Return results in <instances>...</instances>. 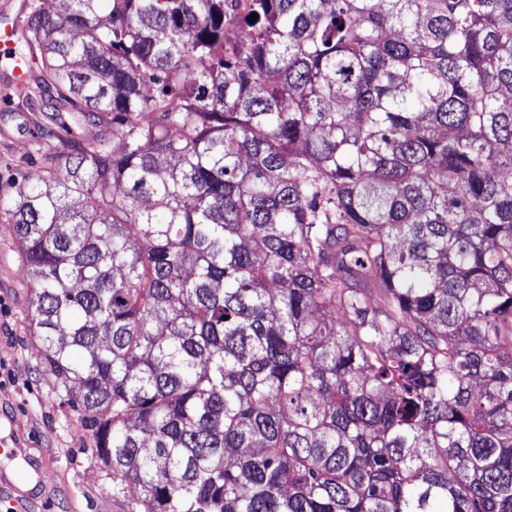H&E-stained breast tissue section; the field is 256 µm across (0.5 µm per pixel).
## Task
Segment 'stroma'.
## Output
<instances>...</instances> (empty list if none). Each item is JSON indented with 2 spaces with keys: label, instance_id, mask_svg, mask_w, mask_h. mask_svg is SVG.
<instances>
[{
  "label": "stroma",
  "instance_id": "stroma-1",
  "mask_svg": "<svg viewBox=\"0 0 512 512\" xmlns=\"http://www.w3.org/2000/svg\"><path fill=\"white\" fill-rule=\"evenodd\" d=\"M14 107L0 110V195L15 181L37 179L46 154L60 148L67 128L92 139L108 125L79 121L64 113L55 124L43 102L13 90ZM24 255L13 225L0 224V437L22 432L27 447L52 461L43 480L55 497L44 512H150L133 491L98 458L82 415L65 402V393L44 364L40 342L27 320L31 297L25 285Z\"/></svg>",
  "mask_w": 512,
  "mask_h": 512
}]
</instances>
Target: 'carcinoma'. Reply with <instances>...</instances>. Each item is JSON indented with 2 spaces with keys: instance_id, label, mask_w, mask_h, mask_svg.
<instances>
[{
  "instance_id": "obj_1",
  "label": "carcinoma",
  "mask_w": 512,
  "mask_h": 512,
  "mask_svg": "<svg viewBox=\"0 0 512 512\" xmlns=\"http://www.w3.org/2000/svg\"><path fill=\"white\" fill-rule=\"evenodd\" d=\"M19 40L112 125L0 200L27 319L152 512H512V0H55Z\"/></svg>"
}]
</instances>
